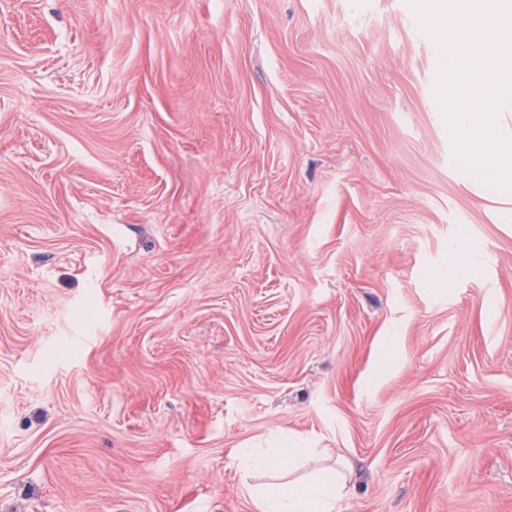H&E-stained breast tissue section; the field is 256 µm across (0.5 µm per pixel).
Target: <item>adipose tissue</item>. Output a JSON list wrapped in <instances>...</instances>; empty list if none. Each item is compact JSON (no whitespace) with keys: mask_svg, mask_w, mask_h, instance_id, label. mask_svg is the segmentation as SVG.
Segmentation results:
<instances>
[{"mask_svg":"<svg viewBox=\"0 0 512 512\" xmlns=\"http://www.w3.org/2000/svg\"><path fill=\"white\" fill-rule=\"evenodd\" d=\"M347 479L343 471L291 481L258 490L253 495L257 512H336L346 494Z\"/></svg>","mask_w":512,"mask_h":512,"instance_id":"ef3b65f1","label":"adipose tissue"}]
</instances>
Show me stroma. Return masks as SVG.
Instances as JSON below:
<instances>
[{
  "mask_svg": "<svg viewBox=\"0 0 512 512\" xmlns=\"http://www.w3.org/2000/svg\"><path fill=\"white\" fill-rule=\"evenodd\" d=\"M425 0H0V512H512V193ZM277 447L282 448H274L271 453L242 458V465L250 470L275 472L281 467V457L284 456L283 450L288 451V465L291 462L301 463L305 461L312 451V448H307V445L303 442H288V440ZM346 485L344 472L336 469L300 482L260 489L253 494V502L258 512H338Z\"/></svg>",
  "mask_w": 512,
  "mask_h": 512,
  "instance_id": "35a3bbf8",
  "label": "stroma"
}]
</instances>
